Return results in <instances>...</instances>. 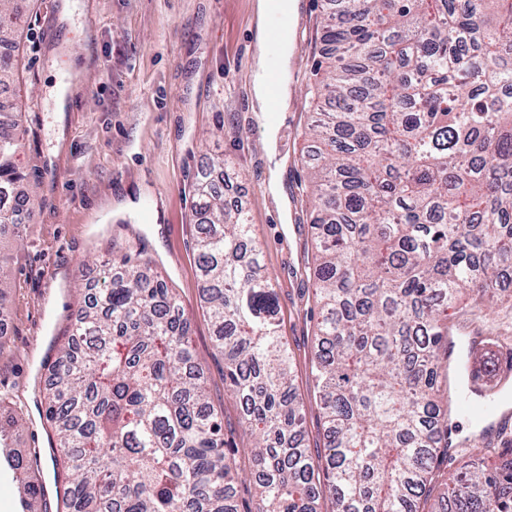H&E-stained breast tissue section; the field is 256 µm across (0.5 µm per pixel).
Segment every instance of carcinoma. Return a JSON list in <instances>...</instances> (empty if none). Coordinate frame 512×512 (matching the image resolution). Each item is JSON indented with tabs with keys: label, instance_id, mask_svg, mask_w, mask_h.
Listing matches in <instances>:
<instances>
[{
	"label": "carcinoma",
	"instance_id": "cac0c4a2",
	"mask_svg": "<svg viewBox=\"0 0 512 512\" xmlns=\"http://www.w3.org/2000/svg\"><path fill=\"white\" fill-rule=\"evenodd\" d=\"M14 16L0 0V85ZM317 106L305 162L322 227L314 351L325 474L299 447L305 420L278 334L279 304L247 215L212 168L196 177L197 263L224 380L256 436L257 512H512V458L448 457L440 366L448 305L492 308L512 273V0H324ZM22 116L0 112V227L23 238ZM191 324L140 259H112L80 307L43 389L67 512H238L235 461L189 343ZM21 427L0 401V463Z\"/></svg>",
	"mask_w": 512,
	"mask_h": 512
}]
</instances>
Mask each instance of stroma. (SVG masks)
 Segmentation results:
<instances>
[{
    "label": "stroma",
    "instance_id": "obj_1",
    "mask_svg": "<svg viewBox=\"0 0 512 512\" xmlns=\"http://www.w3.org/2000/svg\"><path fill=\"white\" fill-rule=\"evenodd\" d=\"M254 0H11L20 34L19 71L0 88V104L21 107V166L35 169L32 220L10 253L9 313L0 323V393L13 398L25 426L17 454L42 450L39 471L53 474L38 360L64 335L80 295L100 267L123 254L151 259L191 319V345L209 396L237 455L239 512H253L252 439L224 382L196 263V173L222 162L225 193L242 206L262 248L280 306V334L293 357L306 420L303 446L323 460L325 430L313 370L317 304L312 203L302 133L316 103L308 91L322 49L321 0H301L288 69L292 95L278 132L290 221L268 190L274 171L266 132L252 103Z\"/></svg>",
    "mask_w": 512,
    "mask_h": 512
}]
</instances>
